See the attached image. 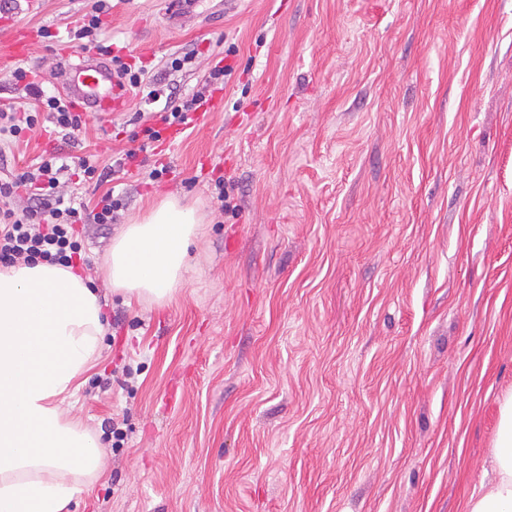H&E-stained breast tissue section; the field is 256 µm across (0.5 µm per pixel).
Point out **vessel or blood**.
Instances as JSON below:
<instances>
[{
  "label": "vessel or blood",
  "mask_w": 512,
  "mask_h": 512,
  "mask_svg": "<svg viewBox=\"0 0 512 512\" xmlns=\"http://www.w3.org/2000/svg\"><path fill=\"white\" fill-rule=\"evenodd\" d=\"M61 77L67 99L79 112H111L120 108L127 97L113 78L111 67L93 55L64 66Z\"/></svg>",
  "instance_id": "vessel-or-blood-1"
}]
</instances>
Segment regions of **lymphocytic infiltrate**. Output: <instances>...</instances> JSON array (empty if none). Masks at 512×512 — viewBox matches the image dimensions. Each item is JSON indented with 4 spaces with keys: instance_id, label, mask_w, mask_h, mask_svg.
<instances>
[{
    "instance_id": "obj_1",
    "label": "lymphocytic infiltrate",
    "mask_w": 512,
    "mask_h": 512,
    "mask_svg": "<svg viewBox=\"0 0 512 512\" xmlns=\"http://www.w3.org/2000/svg\"><path fill=\"white\" fill-rule=\"evenodd\" d=\"M233 73L231 65L215 63L201 87L183 99L163 96L157 84L148 79L144 67L124 61L122 56L112 58V75L122 87L144 91L149 103H161L156 116L158 127H144L149 142L161 139L160 125L184 124L193 114L204 110L215 92L224 90ZM15 85L34 99L32 108L23 110L9 107L0 109V136L20 137L23 132L39 126L42 118L51 119L63 140H70L84 125L81 113L75 112L69 102L58 95L46 94L31 80L29 70L16 68L11 73ZM64 168L57 156L44 157L33 168L0 181V265H32L38 262L75 266L82 255L78 225L90 222L108 224L120 208V200L104 193L94 206L76 204L64 195L60 176ZM25 197L27 204L15 209L12 202Z\"/></svg>"
}]
</instances>
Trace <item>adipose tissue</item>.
I'll return each mask as SVG.
<instances>
[{"instance_id":"ef3b65f1","label":"adipose tissue","mask_w":512,"mask_h":512,"mask_svg":"<svg viewBox=\"0 0 512 512\" xmlns=\"http://www.w3.org/2000/svg\"><path fill=\"white\" fill-rule=\"evenodd\" d=\"M200 232L170 195L125 225L101 268L129 297L170 301ZM107 319L87 279L48 263L0 268V512H68L105 476L100 442L62 402L102 357ZM493 477L467 512H512V395L503 399L486 461Z\"/></svg>"}]
</instances>
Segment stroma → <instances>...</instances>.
Here are the masks:
<instances>
[{
  "instance_id": "obj_1",
  "label": "stroma",
  "mask_w": 512,
  "mask_h": 512,
  "mask_svg": "<svg viewBox=\"0 0 512 512\" xmlns=\"http://www.w3.org/2000/svg\"><path fill=\"white\" fill-rule=\"evenodd\" d=\"M92 4L0 16V102L24 101L18 66L58 93ZM111 5L102 44L165 90L234 72L195 128L111 175L113 223L79 227L91 273L166 195L201 222L170 302L99 290L103 355L64 407L107 476L73 512H465L512 393V0ZM138 109L88 113L68 143L48 122L0 140V177L55 151L115 163Z\"/></svg>"
}]
</instances>
